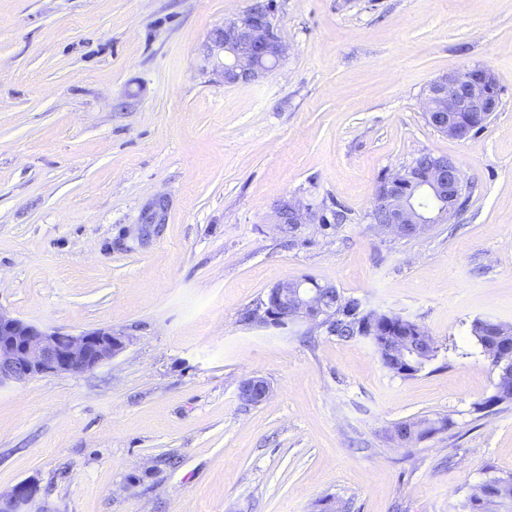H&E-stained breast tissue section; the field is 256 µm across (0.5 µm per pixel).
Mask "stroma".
<instances>
[{
  "instance_id": "obj_1",
  "label": "stroma",
  "mask_w": 512,
  "mask_h": 512,
  "mask_svg": "<svg viewBox=\"0 0 512 512\" xmlns=\"http://www.w3.org/2000/svg\"><path fill=\"white\" fill-rule=\"evenodd\" d=\"M251 2L0 0V308L129 338L0 389V493L37 481L30 512H466L512 476V403L485 408L470 334L512 324V0H277L279 68L215 85L202 45ZM477 65L498 112L463 140L428 126L430 83ZM423 153L460 165L465 208L378 231L379 181ZM283 200L319 222L283 233ZM306 275L419 323L435 359L404 378L367 340L242 321ZM422 416L451 426L391 440ZM270 393V386L264 378L253 376L242 381L239 398L244 403L255 405L263 402ZM491 480L494 484L488 483ZM471 488L467 495L466 506L469 512H490L487 510L491 496L497 494L499 501L512 502V478L494 477Z\"/></svg>"
}]
</instances>
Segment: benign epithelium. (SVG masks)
Masks as SVG:
<instances>
[{
	"mask_svg": "<svg viewBox=\"0 0 512 512\" xmlns=\"http://www.w3.org/2000/svg\"><path fill=\"white\" fill-rule=\"evenodd\" d=\"M276 0H252L234 18L214 27L202 45V54L213 63L219 86L249 83L273 72L285 58L287 47L273 23ZM500 107V90L486 67L454 70L429 85L424 112L427 124L452 138L463 140L481 130ZM424 175L413 181L384 178L376 189L371 223L385 233L415 237L430 225L456 212L465 201L466 185L459 165L446 156L421 157ZM277 224H309L313 216L297 201L284 200L274 210ZM302 277L274 286L256 306L258 323L306 322L332 332L340 315L361 312L356 302L337 298L333 310L323 306L318 289L306 287ZM127 337L112 329L65 333L26 322L0 309V388L45 373L67 374L92 370L120 354ZM270 386L253 376L239 386V398L251 405L263 402ZM34 481L18 483L0 494V512H27L38 497Z\"/></svg>",
	"mask_w": 512,
	"mask_h": 512,
	"instance_id": "7a95c632",
	"label": "benign epithelium"
}]
</instances>
